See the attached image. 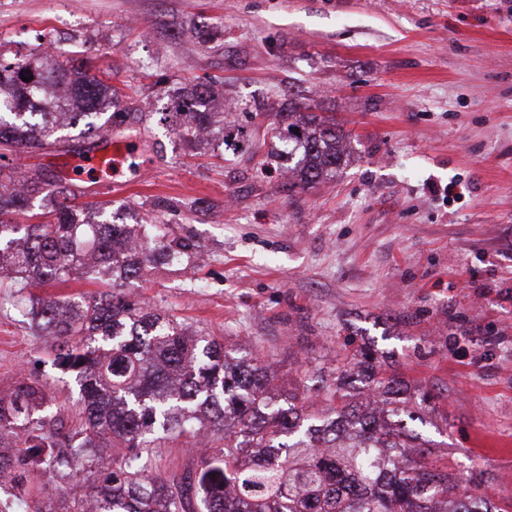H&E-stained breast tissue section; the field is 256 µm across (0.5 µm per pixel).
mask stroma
Returning a JSON list of instances; mask_svg holds the SVG:
<instances>
[{
  "label": "stroma",
  "mask_w": 512,
  "mask_h": 512,
  "mask_svg": "<svg viewBox=\"0 0 512 512\" xmlns=\"http://www.w3.org/2000/svg\"><path fill=\"white\" fill-rule=\"evenodd\" d=\"M52 40L98 56L145 117L129 146L150 179L102 173L84 202L170 224L206 257L126 282L128 299L263 355L279 390L316 393L372 349L412 403L430 396L420 431L459 482L484 474L512 502V0H0L1 54ZM204 76L232 110L190 150L158 113ZM290 101L335 113L348 149L307 188L261 172ZM27 304L0 294V394L27 374L77 420L79 387ZM197 460L181 438L152 468L191 489Z\"/></svg>",
  "instance_id": "obj_1"
}]
</instances>
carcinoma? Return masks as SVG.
<instances>
[{"mask_svg": "<svg viewBox=\"0 0 512 512\" xmlns=\"http://www.w3.org/2000/svg\"><path fill=\"white\" fill-rule=\"evenodd\" d=\"M94 59L72 67L64 86L48 61L0 54V161L70 142L73 153L101 125L125 121L120 94L95 73ZM33 76L28 82L21 76ZM215 80L198 81L160 113L159 122L189 148L212 124L206 111ZM288 159L300 184L336 172L343 162L336 120L287 113ZM78 130L77 144L64 135ZM77 181L38 167L0 183V276L13 288H42L86 278L114 290L92 296L30 295L33 328L53 340L54 365L75 376L83 394L80 422L52 410L45 390L21 376L0 395V471L14 488L46 506V477L61 468L78 477L95 459L90 448L112 441V461L99 465L96 512H186L181 489L152 475L151 449L171 437L224 444L199 462L200 512H509L459 483L424 423L429 399L409 406L408 383L370 353L346 358L314 396L270 395V369L256 353L229 359L224 344L191 333L178 319L130 303L115 287L162 263L195 266L188 237L164 224H116L104 210L71 201ZM39 208L51 221L15 224Z\"/></svg>", "mask_w": 512, "mask_h": 512, "instance_id": "carcinoma-1", "label": "carcinoma"}]
</instances>
